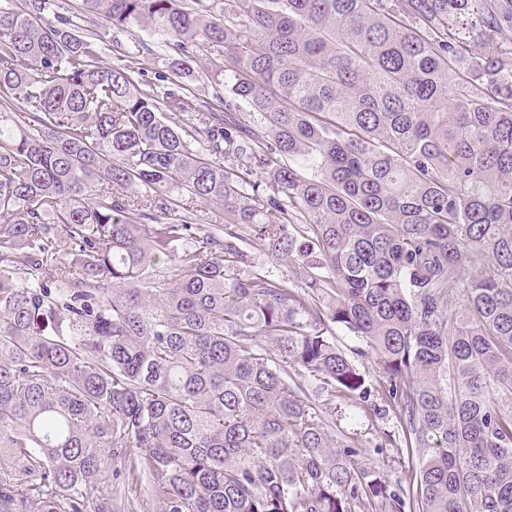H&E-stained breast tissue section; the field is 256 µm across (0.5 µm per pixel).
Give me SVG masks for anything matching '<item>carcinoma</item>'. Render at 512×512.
<instances>
[{
	"instance_id": "obj_1",
	"label": "carcinoma",
	"mask_w": 512,
	"mask_h": 512,
	"mask_svg": "<svg viewBox=\"0 0 512 512\" xmlns=\"http://www.w3.org/2000/svg\"><path fill=\"white\" fill-rule=\"evenodd\" d=\"M82 3L0 0V512H112L126 457L161 512H512V0ZM132 27L161 80L223 51L224 111L166 122L194 100L102 63ZM336 395L380 396L404 478ZM178 201L183 207L196 211L204 224H219L222 222V207L206 205L195 198L192 199L191 195L186 193L180 195ZM252 258L256 265L269 269L276 277H283L288 279L293 278L295 280V269L286 260H276L271 258L266 252L262 251L259 247H250ZM337 344L350 356L354 357V360L357 364V366L360 368L361 371L365 372L367 377L372 380L373 382L380 381L379 376V369L376 364L375 358L370 354L358 357L354 354L350 353V350H354V348L361 347L365 349L364 344H362L356 337L354 336H347L341 331H337ZM327 402L329 405L324 406L327 407L326 410L324 409L326 411L325 422L333 428L337 424L336 434L338 436H340L338 430H341L348 436L356 437L359 440L360 454L354 458L355 464L366 468H376L384 472L393 482L403 477V456L401 455L400 458L395 447L397 443L399 448L402 433L396 419L391 414L387 418L375 417L371 410L360 407V405L355 406V403L343 401L337 396ZM383 432L392 435L393 445H387L386 448H383V454H378L375 445L381 443L378 435H383Z\"/></svg>"
}]
</instances>
